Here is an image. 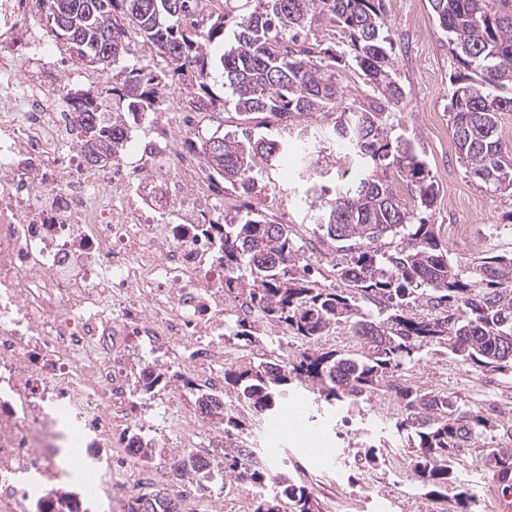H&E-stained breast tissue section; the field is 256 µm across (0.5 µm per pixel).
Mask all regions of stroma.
<instances>
[{
  "label": "stroma",
  "mask_w": 512,
  "mask_h": 512,
  "mask_svg": "<svg viewBox=\"0 0 512 512\" xmlns=\"http://www.w3.org/2000/svg\"><path fill=\"white\" fill-rule=\"evenodd\" d=\"M385 18L394 44L397 77L406 95L389 118L392 136L414 141L427 160L439 187L431 214L439 237L461 267L488 253L512 252V195L480 188L460 164L450 130L448 99L455 66L448 43L432 16L428 0H384ZM266 134L263 115L243 120L233 107L206 114L200 139L212 134L234 135L242 128ZM297 156L281 158L277 165H262L259 179L278 197L276 221L293 225L303 238H317L315 211L297 180ZM484 375L447 354H419L399 372L398 382L425 390L448 392L476 412L491 404L512 403V375L496 377L481 388ZM288 420L247 417L241 436L252 448L273 449L290 475L300 478L324 505V512H452V505L426 498L409 478L411 455L405 434L393 426L394 414L381 396L343 408L336 416L319 417L307 392L291 395ZM491 436L479 438L454 462L461 484L474 496L473 512H501V496L484 467L483 448ZM376 446L379 460L366 467L363 456Z\"/></svg>",
  "instance_id": "stroma-1"
}]
</instances>
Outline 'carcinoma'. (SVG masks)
I'll return each instance as SVG.
<instances>
[{
	"label": "carcinoma",
	"mask_w": 512,
	"mask_h": 512,
	"mask_svg": "<svg viewBox=\"0 0 512 512\" xmlns=\"http://www.w3.org/2000/svg\"><path fill=\"white\" fill-rule=\"evenodd\" d=\"M45 2L47 18H65L67 27L52 23L51 31L58 40L71 39L65 51L80 65H116L129 54L120 17L137 26L166 62L163 70L148 63L122 68L125 111H157L159 91L182 80L195 108L208 112L221 105L211 86L219 72L238 114L262 113L281 127L286 137L280 139L245 129L240 137L214 134L202 144L205 167L235 188L257 181V158L288 154L292 131L307 130L305 123L317 114H335L330 139L349 143L364 165L361 177L341 182L343 172L326 159L324 147L305 142L300 174L316 194L318 230L339 244L333 270L345 287L312 279L289 225L273 224L252 207L224 221V292L246 295L263 318L237 321L232 335L255 344L261 328L273 326L304 346L292 360L265 354L227 366L224 386L260 418L278 416L292 386L332 409L367 402L385 388L394 391L402 404L395 428L407 433L410 470L424 495L446 500L451 488L456 512H469L473 495L457 485L453 459L497 430V422L452 395L390 378L426 350L512 373V253L483 256L464 271L448 258L436 225L422 216L434 206L438 188L410 141L389 135L387 110L405 92L396 79L383 0H258L235 22L233 45L215 61L211 49L224 44L226 20L211 13L199 24L194 16L205 0ZM430 6L458 64L448 103L458 158L480 187L512 191V148L498 135L499 113L512 112V0H430ZM316 12L348 33L349 52L300 44V32ZM348 54L376 92L367 107L342 105L336 61ZM68 105L93 140V159L113 158L125 133L109 123L105 97L87 93ZM389 168L410 187L415 208L402 204L380 177ZM423 305L435 312H418ZM339 327L361 341L362 353L318 347ZM241 432V414L230 404L224 409V477L256 489L253 512H321L312 491L277 468L268 453L239 445ZM485 456L501 494L511 495L512 448H487ZM193 466L183 453L175 463L179 484L196 477ZM167 497L162 487L150 501L134 500L130 512H157Z\"/></svg>",
	"instance_id": "1"
}]
</instances>
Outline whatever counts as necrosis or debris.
<instances>
[{
  "mask_svg": "<svg viewBox=\"0 0 512 512\" xmlns=\"http://www.w3.org/2000/svg\"><path fill=\"white\" fill-rule=\"evenodd\" d=\"M58 53L0 0V512H127L160 485L143 449L222 466L224 330L258 312L224 295V187L190 98L110 114L148 134L123 143L133 166L92 162Z\"/></svg>",
  "mask_w": 512,
  "mask_h": 512,
  "instance_id": "necrosis-or-debris-1",
  "label": "necrosis or debris"
}]
</instances>
